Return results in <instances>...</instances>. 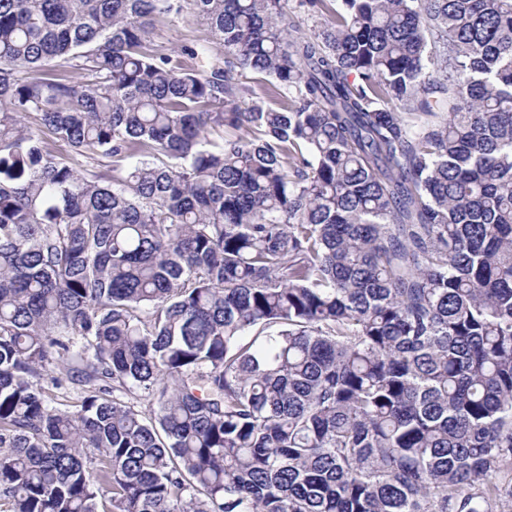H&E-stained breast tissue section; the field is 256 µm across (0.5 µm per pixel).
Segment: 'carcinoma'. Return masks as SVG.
<instances>
[{
  "label": "carcinoma",
  "instance_id": "obj_1",
  "mask_svg": "<svg viewBox=\"0 0 512 512\" xmlns=\"http://www.w3.org/2000/svg\"><path fill=\"white\" fill-rule=\"evenodd\" d=\"M191 2L0 0V507L497 512L512 0ZM180 3L183 5L180 14L172 13L154 18L158 49L169 54L176 50L174 55L178 56L184 68H197L201 64L200 57H191L189 50H199L202 45L209 47L211 61L223 60L224 48L211 39L207 24L194 16L189 1L180 0ZM247 81L254 87L259 100L268 105H278L279 99L276 97L275 82L272 79L262 75L249 74Z\"/></svg>",
  "mask_w": 512,
  "mask_h": 512
}]
</instances>
